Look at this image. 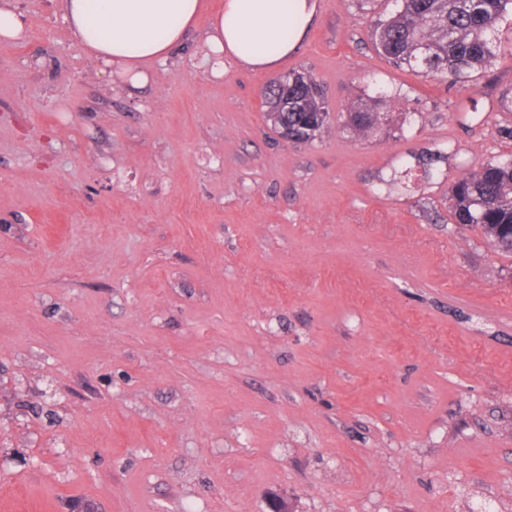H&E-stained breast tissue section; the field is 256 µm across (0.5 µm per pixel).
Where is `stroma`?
<instances>
[{
	"label": "stroma",
	"instance_id": "1",
	"mask_svg": "<svg viewBox=\"0 0 512 512\" xmlns=\"http://www.w3.org/2000/svg\"><path fill=\"white\" fill-rule=\"evenodd\" d=\"M0 46V512H512V254L448 187L512 153V61L456 86L319 0L283 72L388 133L266 121L207 18L132 86L61 0ZM440 155L423 177L418 160ZM368 100L354 101L342 112L337 113L336 119L342 125V129L347 131L355 140H365L373 136L385 125L390 126L393 122L391 106L394 100L390 95L378 93L377 97Z\"/></svg>",
	"mask_w": 512,
	"mask_h": 512
}]
</instances>
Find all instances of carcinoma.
I'll return each instance as SVG.
<instances>
[{"instance_id":"obj_1","label":"carcinoma","mask_w":512,"mask_h":512,"mask_svg":"<svg viewBox=\"0 0 512 512\" xmlns=\"http://www.w3.org/2000/svg\"><path fill=\"white\" fill-rule=\"evenodd\" d=\"M396 9L372 20L370 38L376 50L397 66L418 69L450 85L467 82L501 58L512 59V39L501 40L502 26L512 21V0H394ZM308 88L288 89V99L306 98L305 107L325 113L322 128L296 142L321 137L336 118L357 140H365L393 122L391 96L373 102L357 100L337 115L330 113L323 88L313 74ZM455 223L480 228L495 249L512 254V157L498 156L453 181L448 188Z\"/></svg>"}]
</instances>
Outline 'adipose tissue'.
Instances as JSON below:
<instances>
[{"label": "adipose tissue", "mask_w": 512, "mask_h": 512, "mask_svg": "<svg viewBox=\"0 0 512 512\" xmlns=\"http://www.w3.org/2000/svg\"><path fill=\"white\" fill-rule=\"evenodd\" d=\"M78 44L131 83L143 64L166 58L195 27L203 0H61ZM317 0H224L206 31L215 65L272 72L293 52L314 20Z\"/></svg>", "instance_id": "adipose-tissue-1"}]
</instances>
